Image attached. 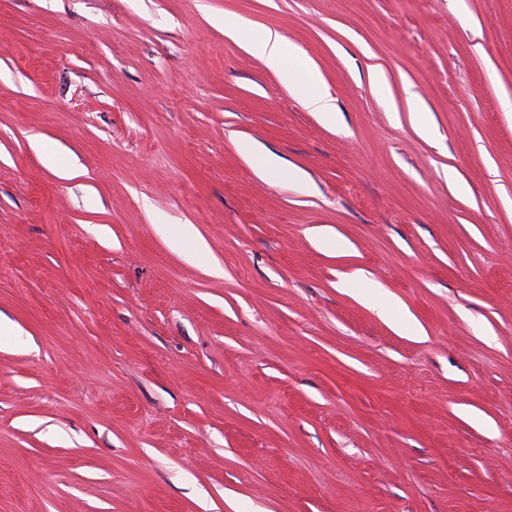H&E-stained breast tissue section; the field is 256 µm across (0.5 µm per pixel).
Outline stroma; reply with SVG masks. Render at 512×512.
<instances>
[{
  "instance_id": "1",
  "label": "stroma",
  "mask_w": 512,
  "mask_h": 512,
  "mask_svg": "<svg viewBox=\"0 0 512 512\" xmlns=\"http://www.w3.org/2000/svg\"><path fill=\"white\" fill-rule=\"evenodd\" d=\"M506 94L512 0H0V512H512ZM225 34L247 40L252 51L270 66L278 69L288 78V84L296 79L295 69L304 68L308 73L309 89L303 96V105L311 112H316L328 124H336L337 112L335 99L324 90L320 75L314 71L307 61L288 46L286 58V40L278 31L265 29L260 37H251L250 27L224 16ZM295 63L296 65H294ZM239 149L244 157L253 162L256 174L261 180L281 178L302 182L307 180V176L302 170L284 166L278 156L272 153H261L250 142L240 143Z\"/></svg>"
}]
</instances>
